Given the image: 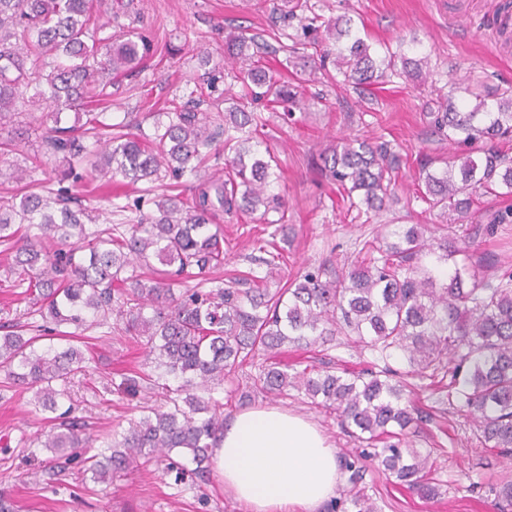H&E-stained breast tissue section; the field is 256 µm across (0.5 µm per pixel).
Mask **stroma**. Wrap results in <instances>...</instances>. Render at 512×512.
Segmentation results:
<instances>
[{
	"label": "stroma",
	"mask_w": 512,
	"mask_h": 512,
	"mask_svg": "<svg viewBox=\"0 0 512 512\" xmlns=\"http://www.w3.org/2000/svg\"><path fill=\"white\" fill-rule=\"evenodd\" d=\"M314 3L317 12L327 18H361L371 44L400 41L407 56L428 57L430 74L425 85L395 76L359 88L336 82L327 72L315 81L303 82L301 103L289 110L242 95L230 63L224 60V38L243 31L261 41L269 39L281 26L277 10L282 0H131L111 28L112 34L133 39L142 35L153 44L151 55L138 67L115 78L113 120L137 112L143 116L142 131L152 133L150 109L166 107L173 100L186 101L198 75L208 67L217 75L212 95L223 99L225 108L238 103L263 116L262 139L278 163L276 190L288 206V230L278 242L285 261L269 274L272 286L306 265L325 263L340 272L348 270L359 261L363 240L384 232L397 216L403 223L422 225L426 239L441 236L445 221L419 199L423 185L417 175L425 158L448 155L452 147L432 135L429 115L448 101L462 105L460 94L452 89L456 82L481 84L493 97L512 90V0ZM202 52L209 53V65H201L198 55ZM16 109L13 122L0 130V137L12 142L11 153L0 162V196L37 189L55 166L54 157L45 152L43 129L36 120L41 106L21 100ZM346 137L380 138L399 152L400 169L393 187L398 204L357 214L321 176L320 154ZM36 156L43 165L35 171L31 161ZM87 183L94 190L89 201L98 207L101 219L131 224L139 213L153 209L152 202L142 197L147 181L118 187L110 177L99 174ZM115 196L126 204V211L112 212ZM509 207L512 196H480L472 218L452 227L457 235H472L473 261L482 275L512 272V224L488 230L481 226L484 213ZM222 223L229 251L218 276L244 277L254 269L259 247L272 228L248 214L224 217ZM83 352L87 370L77 376L71 402L90 433L137 420L143 402L162 403L158 388L141 389L134 397L118 390L125 377L152 372L141 345L91 338ZM277 359L292 372L310 364L319 369L331 365L361 371L379 362L369 350L341 336L325 345H285ZM257 372V366L247 365L225 382V390L232 393L224 407L225 419L266 404V397L250 388ZM33 398V390L0 386V494L13 500L17 512H246L225 493L215 470L204 479L189 473L178 481L152 465L106 483L84 481L80 478L86 457L82 450L71 456L64 469L53 468L52 452L43 446L50 425L43 413L35 411ZM408 399L425 418L407 436L406 444L430 452L435 497L399 485L375 459L364 461L359 483L343 479L339 491L359 486L380 512H497L493 488L501 474L512 471V456L482 444L471 418L436 403L425 381L415 380ZM278 405L315 422L334 445L339 460H352L357 444L335 414L296 391Z\"/></svg>",
	"instance_id": "stroma-1"
}]
</instances>
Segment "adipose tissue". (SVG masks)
I'll return each mask as SVG.
<instances>
[{
  "instance_id": "adipose-tissue-1",
  "label": "adipose tissue",
  "mask_w": 512,
  "mask_h": 512,
  "mask_svg": "<svg viewBox=\"0 0 512 512\" xmlns=\"http://www.w3.org/2000/svg\"><path fill=\"white\" fill-rule=\"evenodd\" d=\"M214 460L225 492L247 512H317L340 482L328 436L276 406L239 413L225 427Z\"/></svg>"
}]
</instances>
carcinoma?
Here are the masks:
<instances>
[{
	"mask_svg": "<svg viewBox=\"0 0 512 512\" xmlns=\"http://www.w3.org/2000/svg\"><path fill=\"white\" fill-rule=\"evenodd\" d=\"M106 0H0V130L15 115L17 100L31 87L43 102L47 152L58 158V188L41 186L20 197H0V243L15 251L10 273L32 294L26 315L55 328L71 326L61 339L77 331L107 328L128 341L144 345L155 368L180 381L167 405L144 407V415L128 430L91 437L74 415L61 408L67 386L85 371L83 352L70 344L60 350L43 346L38 336L20 331L0 334V372L4 387L34 389V408L48 412L52 425L44 447L62 458L78 448H95L84 473L95 482L134 471L152 460L176 478L186 470L182 460L203 474L224 432V399L215 396L255 357L266 364L252 386L275 398L302 391L317 405L333 410L361 445L382 438L398 439L417 421L405 404L406 381L391 382L388 371L341 373L317 370L288 372L273 360L286 344L310 345L333 336H354L356 342L384 360L396 352L408 361V374L446 389L448 405L472 418L479 438L512 453V274L484 278L474 269L464 240L426 244L419 224H393L387 234L396 241L382 247L378 238L364 241L369 254L345 274L324 264L309 266L285 283L270 288L253 270L250 288L242 279L215 280L210 274L224 266L227 252L219 216L259 214L262 224L284 230L285 206L273 192L270 151L258 140L262 115L243 109L221 113L203 100L204 90L189 92L191 103L177 102L156 113L153 133L139 134L140 124L112 122L111 113L95 107L112 96V79L152 50L151 42L112 43L103 35L98 9ZM275 34L285 61L297 67L301 42L288 33L298 20L303 32L324 30L328 43L319 49V65L332 63L337 73L358 84L391 76L419 78L428 58H410L385 47L379 54L350 17L326 19L310 0H291ZM255 40L229 37L225 53L232 59L234 78L242 90L273 104L297 103L288 82L262 64L258 52H246ZM106 53H101V49ZM474 103L460 111L432 113L431 127L440 139L463 148L453 156L430 158L419 172L422 200L454 224L470 211L477 196L512 195V158L498 144L512 142V96L489 101L466 87ZM74 122L62 125L66 110ZM224 133V176L202 172L213 140L209 126ZM321 171L357 211L384 207L398 169L397 155L386 141L346 140L320 156ZM98 172L128 179L162 181L168 193L156 210L137 223L103 227L76 202L73 189L85 173ZM197 181L191 199L177 190L185 174ZM70 185H64V182ZM279 217L270 220V213ZM46 241L59 248L48 251ZM257 265H280L283 253L275 241L261 247ZM146 278L130 264L151 268ZM196 271L200 287L175 292L182 275ZM378 456L389 475L425 496L436 489L424 483L430 454L395 442ZM501 512L512 508V478L496 488ZM342 512H376L360 492L344 494Z\"/></svg>",
	"mask_w": 512,
	"mask_h": 512,
	"instance_id": "1",
	"label": "carcinoma"
}]
</instances>
